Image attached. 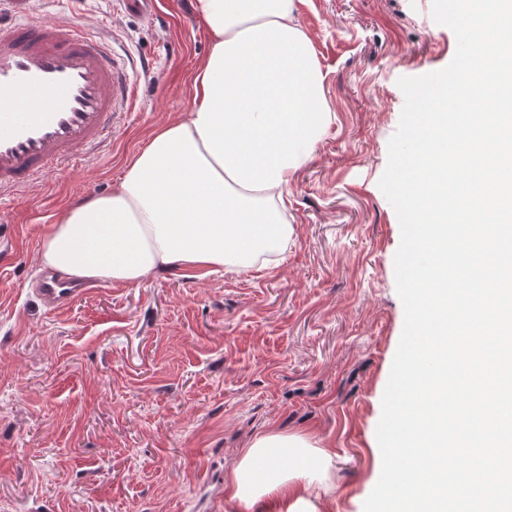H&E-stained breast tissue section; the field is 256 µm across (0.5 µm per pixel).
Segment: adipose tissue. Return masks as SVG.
<instances>
[{
	"mask_svg": "<svg viewBox=\"0 0 512 512\" xmlns=\"http://www.w3.org/2000/svg\"><path fill=\"white\" fill-rule=\"evenodd\" d=\"M303 2L194 0L212 47L189 111L150 135L121 183L51 225L42 267L137 284L167 270L245 268L287 249L283 197L331 121ZM332 460L307 436L268 430L242 450L226 500L243 512H319Z\"/></svg>",
	"mask_w": 512,
	"mask_h": 512,
	"instance_id": "adipose-tissue-1",
	"label": "adipose tissue"
}]
</instances>
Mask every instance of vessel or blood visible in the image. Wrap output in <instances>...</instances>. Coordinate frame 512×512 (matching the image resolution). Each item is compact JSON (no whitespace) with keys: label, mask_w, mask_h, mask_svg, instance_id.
<instances>
[{"label":"vessel or blood","mask_w":512,"mask_h":512,"mask_svg":"<svg viewBox=\"0 0 512 512\" xmlns=\"http://www.w3.org/2000/svg\"><path fill=\"white\" fill-rule=\"evenodd\" d=\"M0 16V197L24 193L52 166L94 154L136 103L133 60L101 29L71 19L34 20L32 0H7ZM49 311L84 296L44 275Z\"/></svg>","instance_id":"b4317fda"}]
</instances>
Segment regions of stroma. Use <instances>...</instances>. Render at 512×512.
I'll return each instance as SVG.
<instances>
[{"instance_id":"obj_1","label":"stroma","mask_w":512,"mask_h":512,"mask_svg":"<svg viewBox=\"0 0 512 512\" xmlns=\"http://www.w3.org/2000/svg\"><path fill=\"white\" fill-rule=\"evenodd\" d=\"M36 0L46 18L107 21L145 62L133 112L93 159L0 198V512H227L251 438L307 433L334 454L325 512H363L379 480L381 400L404 325L397 214L379 187L403 77L457 41L431 0H307L300 22L333 120L285 196L278 266L97 283L50 312L33 295L39 239L82 194L118 183L157 126L188 111L211 36L192 0Z\"/></svg>"}]
</instances>
